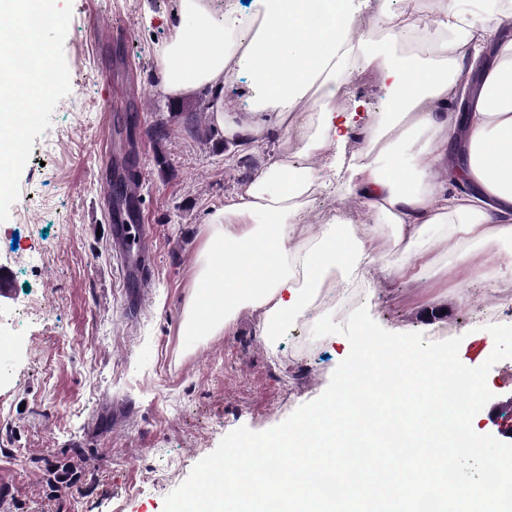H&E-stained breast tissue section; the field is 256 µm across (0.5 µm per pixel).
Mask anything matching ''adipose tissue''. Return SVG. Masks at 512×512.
<instances>
[{"label": "adipose tissue", "instance_id": "obj_1", "mask_svg": "<svg viewBox=\"0 0 512 512\" xmlns=\"http://www.w3.org/2000/svg\"><path fill=\"white\" fill-rule=\"evenodd\" d=\"M355 2L254 0L252 15L218 16L205 0H177L188 24L161 52L165 91L210 88L213 119L233 147L278 132L296 141L299 154L295 161L270 157L260 176L212 214L186 313V327L197 335L232 329L243 308L261 312L266 326L302 313L321 283L359 261L389 271L384 256H366L361 240L346 235L345 220L326 225L304 252L290 245L302 199L319 178L308 158L343 145L362 120L334 103L337 82L361 68L379 70L388 90L380 122L347 168V189L364 213L389 225L407 250L436 248L430 230L446 225L468 242L512 243V38L500 39L496 24L512 18V0L490 7L485 0H413L384 15L385 49L352 38ZM425 18L440 36L420 54L410 37ZM252 25L247 47L234 50L231 28ZM238 79L251 109L225 111L224 86ZM476 79L481 86L467 116L449 111ZM312 87L319 92L315 109L297 121L295 110ZM463 122L465 176L473 186L466 193L437 169ZM294 263L306 272V287L291 273Z\"/></svg>", "mask_w": 512, "mask_h": 512}]
</instances>
